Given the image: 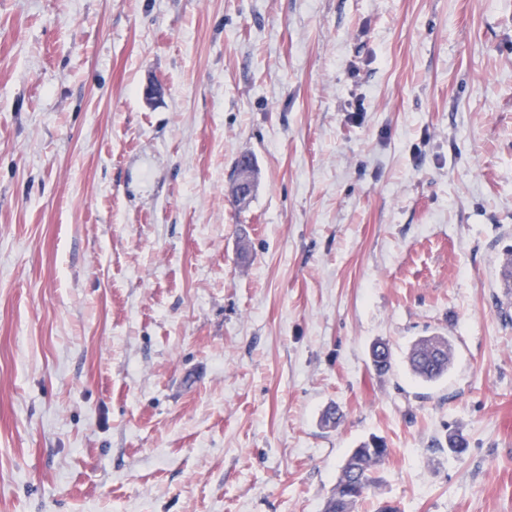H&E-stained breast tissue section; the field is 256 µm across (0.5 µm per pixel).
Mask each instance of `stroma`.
<instances>
[{"instance_id": "obj_1", "label": "stroma", "mask_w": 512, "mask_h": 512, "mask_svg": "<svg viewBox=\"0 0 512 512\" xmlns=\"http://www.w3.org/2000/svg\"><path fill=\"white\" fill-rule=\"evenodd\" d=\"M510 247L512 0H0V512H512ZM408 355L411 373L423 382H434L448 373L451 348L444 336H424L416 341ZM370 448L381 451L372 452ZM388 455L389 448H386L383 440L379 446L373 447L370 443L364 442L353 448L342 468L333 494L325 502L323 511L351 512L359 499L376 483L377 467ZM351 492H354V496L349 501L346 497Z\"/></svg>"}]
</instances>
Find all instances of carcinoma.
I'll return each mask as SVG.
<instances>
[{
    "mask_svg": "<svg viewBox=\"0 0 512 512\" xmlns=\"http://www.w3.org/2000/svg\"><path fill=\"white\" fill-rule=\"evenodd\" d=\"M451 348L443 336H424L416 341L408 355L411 373L423 382H434L448 373ZM373 363L377 370L391 367L390 351L385 345L373 349ZM381 451H371L372 445L362 443L353 449L342 468L333 494L324 505V512H352L367 490L376 483L377 467L389 455L385 444Z\"/></svg>",
    "mask_w": 512,
    "mask_h": 512,
    "instance_id": "obj_1",
    "label": "carcinoma"
}]
</instances>
